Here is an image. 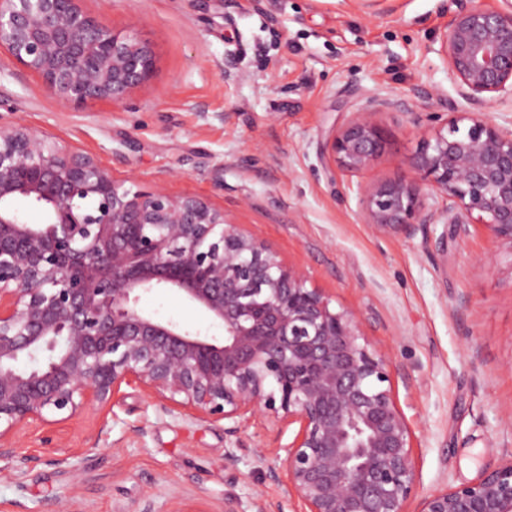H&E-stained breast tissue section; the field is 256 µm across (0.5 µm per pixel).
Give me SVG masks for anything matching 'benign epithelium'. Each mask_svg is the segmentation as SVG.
<instances>
[{
	"instance_id": "1",
	"label": "benign epithelium",
	"mask_w": 512,
	"mask_h": 512,
	"mask_svg": "<svg viewBox=\"0 0 512 512\" xmlns=\"http://www.w3.org/2000/svg\"><path fill=\"white\" fill-rule=\"evenodd\" d=\"M82 0H0V51L61 103L123 102L155 55ZM438 54L466 104L422 139L416 174L358 188L380 236L445 220L483 224L512 245V125L487 114L512 101V0L471 2L448 21ZM423 90L402 103L429 109ZM379 105L354 112L322 146L344 176L388 147ZM42 220H25L19 200ZM157 288L221 326L217 338L138 307ZM359 314L336 311L265 242L203 199L159 185L132 190L96 156L0 114V477L26 461L36 425L111 405L122 386L187 422L238 437L258 414L298 425L281 463L302 512H404L416 494L409 423L391 357L362 340ZM75 474L82 448L43 438ZM418 512H512V455L474 481L423 496Z\"/></svg>"
}]
</instances>
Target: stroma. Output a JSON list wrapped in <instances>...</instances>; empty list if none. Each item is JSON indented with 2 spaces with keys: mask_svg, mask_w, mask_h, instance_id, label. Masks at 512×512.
Returning a JSON list of instances; mask_svg holds the SVG:
<instances>
[{
  "mask_svg": "<svg viewBox=\"0 0 512 512\" xmlns=\"http://www.w3.org/2000/svg\"><path fill=\"white\" fill-rule=\"evenodd\" d=\"M459 3L381 0L373 13L360 0H84L155 52L151 78L121 105H63L0 53V114L97 156L125 187L204 198L303 271L333 309L359 313L360 335L393 358L422 495L512 455V245L481 224L377 235L322 145L376 96L386 101L378 119L389 145L358 180L409 174L435 124L412 123L400 103L421 89L455 99L436 39ZM140 306L223 334L165 291L144 294ZM48 433L83 449L78 473L49 462L30 433L22 473L0 479V512H126L171 496L184 512H258L257 488L268 512L300 507L286 476L267 474L292 433L265 415L233 441L222 424L147 405L132 384L112 407ZM238 441L235 461H225Z\"/></svg>",
  "mask_w": 512,
  "mask_h": 512,
  "instance_id": "obj_1",
  "label": "stroma"
}]
</instances>
